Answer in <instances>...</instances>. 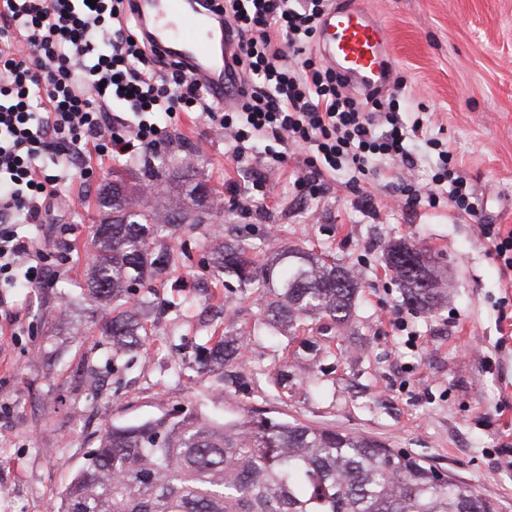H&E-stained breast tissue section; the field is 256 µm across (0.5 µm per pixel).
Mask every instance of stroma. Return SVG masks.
I'll return each instance as SVG.
<instances>
[{"instance_id":"obj_1","label":"stroma","mask_w":512,"mask_h":512,"mask_svg":"<svg viewBox=\"0 0 512 512\" xmlns=\"http://www.w3.org/2000/svg\"><path fill=\"white\" fill-rule=\"evenodd\" d=\"M378 19L407 87L404 120L425 117L413 146L421 159L412 177L428 184L436 138L458 160L475 194L480 222L512 229V0H358ZM191 165L224 217L188 235L189 267L153 287L161 309L150 315L144 351L113 362L105 337L83 320L90 230L99 216L98 190L112 179L111 160H93V175L74 185L40 224L18 225L48 255L55 278L42 288H5L0 295V512H53L64 486L98 444L105 425H129L172 413L187 403L212 412L213 400L242 409H279L315 425L365 435L410 453L474 484L512 512V272L481 241L477 223L449 204L406 212L393 205L397 167L374 171V205L346 185L327 180L316 199L292 192L304 153L271 177L263 204L241 211L231 184L248 170L229 157L224 141L197 113L182 115L160 151ZM244 235L258 244L256 261L284 245L326 253L359 280L356 313L334 343L306 331L279 332L264 323V304L235 280L216 279L209 266L218 238ZM417 245L444 272L445 298L434 313L404 304L385 263L389 243ZM72 318L59 328L60 311ZM244 335L241 369L206 375L183 355L214 330ZM293 378L275 391L279 366Z\"/></svg>"}]
</instances>
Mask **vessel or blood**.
<instances>
[{
	"label": "vessel or blood",
	"mask_w": 512,
	"mask_h": 512,
	"mask_svg": "<svg viewBox=\"0 0 512 512\" xmlns=\"http://www.w3.org/2000/svg\"><path fill=\"white\" fill-rule=\"evenodd\" d=\"M146 29L162 50L195 67L221 103L234 100L237 76L227 63L230 46L220 20L206 0H134ZM325 60L347 75L353 86L386 84L391 63L383 54L381 23L352 6L331 7L322 19Z\"/></svg>",
	"instance_id": "vessel-or-blood-1"
}]
</instances>
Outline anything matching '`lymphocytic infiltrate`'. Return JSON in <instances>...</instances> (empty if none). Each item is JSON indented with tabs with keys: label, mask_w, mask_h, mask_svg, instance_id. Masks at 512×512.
Returning a JSON list of instances; mask_svg holds the SVG:
<instances>
[{
	"label": "lymphocytic infiltrate",
	"mask_w": 512,
	"mask_h": 512,
	"mask_svg": "<svg viewBox=\"0 0 512 512\" xmlns=\"http://www.w3.org/2000/svg\"><path fill=\"white\" fill-rule=\"evenodd\" d=\"M327 0H216L225 36L235 37L241 75L232 110L216 105L188 64L171 60L143 33L130 0H0V287L13 286L22 259L28 287L46 281L43 250L19 236L15 224H39L70 188L90 179L88 153L114 158L146 153L167 141L178 110H196L223 136L232 160L250 168L239 196L249 208L265 196L272 169L303 149L307 170L296 176L298 196L326 191V172L349 170L360 190L371 159L412 169L410 146L423 127L401 119L393 93L358 94L317 56L314 45ZM124 107L117 115L115 107ZM273 136L282 150L272 160L248 154L244 144ZM60 158L47 172L43 156ZM440 166L429 189L405 179L394 200L403 209L450 200L458 214L476 215L453 156L439 147Z\"/></svg>",
	"instance_id": "f902f5d3"
}]
</instances>
